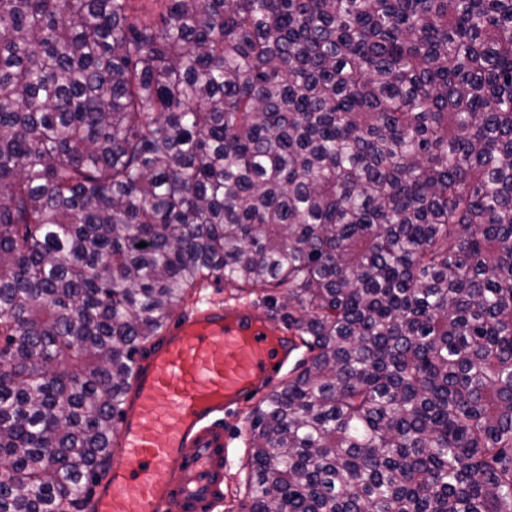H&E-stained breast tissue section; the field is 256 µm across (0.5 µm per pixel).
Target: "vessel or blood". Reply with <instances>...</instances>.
Here are the masks:
<instances>
[{
	"label": "vessel or blood",
	"instance_id": "b4317fda",
	"mask_svg": "<svg viewBox=\"0 0 512 512\" xmlns=\"http://www.w3.org/2000/svg\"><path fill=\"white\" fill-rule=\"evenodd\" d=\"M289 357L244 307L206 304L169 324L134 368L92 512H217L224 417L260 400Z\"/></svg>",
	"mask_w": 512,
	"mask_h": 512
}]
</instances>
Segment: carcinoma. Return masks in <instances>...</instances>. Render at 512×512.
<instances>
[{"label": "carcinoma", "mask_w": 512, "mask_h": 512, "mask_svg": "<svg viewBox=\"0 0 512 512\" xmlns=\"http://www.w3.org/2000/svg\"><path fill=\"white\" fill-rule=\"evenodd\" d=\"M212 279L307 353L239 512H512V0H0V512Z\"/></svg>", "instance_id": "obj_1"}]
</instances>
